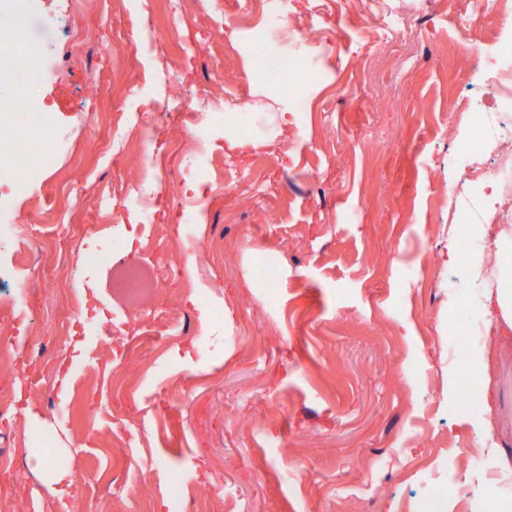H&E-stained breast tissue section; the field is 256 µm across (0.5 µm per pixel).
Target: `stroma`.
I'll use <instances>...</instances> for the list:
<instances>
[{
	"mask_svg": "<svg viewBox=\"0 0 512 512\" xmlns=\"http://www.w3.org/2000/svg\"><path fill=\"white\" fill-rule=\"evenodd\" d=\"M26 36L48 64L49 148L27 194L11 199L41 249L0 240L20 272L0 291V341L23 372L0 367L20 416L0 430V512H485L512 495V333L487 332L476 358L489 394L462 409L448 337L473 311L491 321L494 280L467 276L480 246L449 260L448 188L466 164L462 106L479 96L473 45L493 51L491 0H30ZM223 27H215V17ZM316 40L302 36L307 28ZM393 28L392 38L383 29ZM85 52L66 58L68 41ZM301 73L275 84L256 55ZM208 76L203 146L179 126L142 131L167 89L196 101ZM288 142L231 158L232 128ZM177 141L170 172L191 186L189 231L157 214L160 249L135 218L112 221L143 179V138ZM107 246L84 266L77 245ZM175 266L177 279L131 307L125 265ZM99 318L65 332L81 304ZM494 479L464 483L483 443ZM51 471L34 466V455Z\"/></svg>",
	"mask_w": 512,
	"mask_h": 512,
	"instance_id": "35a3bbf8",
	"label": "stroma"
}]
</instances>
